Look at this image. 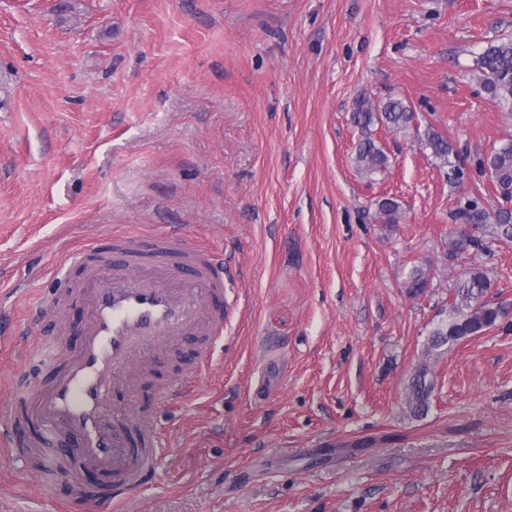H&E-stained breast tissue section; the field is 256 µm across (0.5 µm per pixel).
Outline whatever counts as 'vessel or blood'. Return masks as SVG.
Listing matches in <instances>:
<instances>
[{"instance_id":"1","label":"vessel or blood","mask_w":512,"mask_h":512,"mask_svg":"<svg viewBox=\"0 0 512 512\" xmlns=\"http://www.w3.org/2000/svg\"><path fill=\"white\" fill-rule=\"evenodd\" d=\"M67 261L84 271L78 297L88 316L80 346L70 351L63 341H42L29 369L47 368L51 375L31 386L24 410L41 426L48 447L76 441L85 467L111 475L98 508L112 512L153 478L164 454L156 435L150 447H130V432L147 424L116 416L112 391L131 384L136 359L159 348L175 350L189 336L201 343L199 366L210 363L213 344L224 337V260L189 246L171 227L146 246L125 239L106 252L69 254Z\"/></svg>"}]
</instances>
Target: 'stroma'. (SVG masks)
<instances>
[{"instance_id": "stroma-1", "label": "stroma", "mask_w": 512, "mask_h": 512, "mask_svg": "<svg viewBox=\"0 0 512 512\" xmlns=\"http://www.w3.org/2000/svg\"><path fill=\"white\" fill-rule=\"evenodd\" d=\"M510 36L512 0H0V407L39 338L85 315L72 298L30 318L62 252L177 224L224 255V339L177 400L155 392L191 375L193 341L113 390L166 448L118 512H512V243L450 247L468 195L503 203L475 162L512 140V113L474 62ZM363 98L416 114L375 127L390 165L370 179ZM470 271L502 316L436 358L414 417L411 378ZM11 435L0 415V512H66L70 479L44 491ZM424 147L430 149L432 156L440 162L443 168H448V179L456 181L463 179L464 171L457 152L441 134L433 130L428 131L424 139Z\"/></svg>"}]
</instances>
